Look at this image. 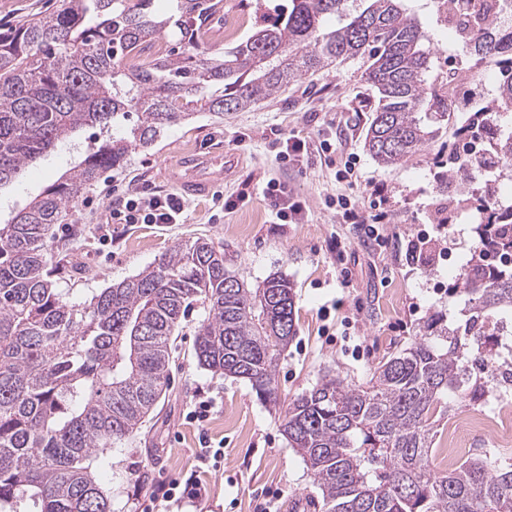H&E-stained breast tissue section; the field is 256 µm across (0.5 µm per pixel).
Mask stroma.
Listing matches in <instances>:
<instances>
[{
  "instance_id": "obj_1",
  "label": "stroma",
  "mask_w": 512,
  "mask_h": 512,
  "mask_svg": "<svg viewBox=\"0 0 512 512\" xmlns=\"http://www.w3.org/2000/svg\"><path fill=\"white\" fill-rule=\"evenodd\" d=\"M246 12L241 0H223L220 13L200 27L201 47L216 54L233 48L251 32ZM364 70L363 59L349 60L249 108L192 114L81 190L63 223L55 225L48 245L65 257L69 270L53 284L76 304L199 237L223 244L248 282L281 274L294 284L298 333L278 362L274 405L248 382L198 367L194 330L206 311L198 306L187 312L168 390L138 431L92 464L112 512H141L153 486L191 477L206 497L183 502L182 512H263L275 492L278 512H313L308 502L319 490L282 432L289 403L328 372L366 383L382 357L421 336L430 316L453 308L449 290L460 281L476 233L471 224L441 223L438 214L448 204L440 177L448 169L451 135L441 133L401 165H379L364 146L377 101ZM294 134L306 139L307 153L298 162L277 160V140ZM327 138L336 141L335 155L320 148ZM94 142L90 131L81 132L0 191V215L54 183ZM193 150L224 156L230 168L208 196L186 198L185 223H106L125 188L147 196L177 193L175 162ZM349 157L358 177L339 180L338 165ZM271 179L305 201L301 223H274L267 200L255 193L256 184ZM336 194L374 206L385 247L327 206V197ZM424 232L437 236L443 256L422 265L411 261L407 244ZM202 391L215 396L217 405L198 425L187 413ZM203 435L223 447L217 466L198 460Z\"/></svg>"
}]
</instances>
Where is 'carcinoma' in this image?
<instances>
[{"mask_svg": "<svg viewBox=\"0 0 512 512\" xmlns=\"http://www.w3.org/2000/svg\"><path fill=\"white\" fill-rule=\"evenodd\" d=\"M63 0L61 9L0 33V187L22 179L86 127L103 138L13 217L0 224V512H112L90 465L137 431L170 380L175 332L194 303L198 365L247 381L277 402L274 372L297 333L293 284L273 275L251 284L224 247L181 244L153 266L79 305L53 287L47 267L52 225L80 191L192 113L234 112L336 62L367 59L378 103L365 148L382 166L404 163L453 129L450 189L469 170V193L491 195L483 167L458 151L494 131L491 156L512 165V34L475 12L464 55L495 58V97L460 118L437 97V69L406 0H289L272 13L254 3L255 32L215 56L197 41V21L218 0ZM342 22L326 29V20ZM183 50L151 56L169 27ZM126 126L121 136L111 134ZM455 296L459 314L383 358L363 385L325 374L288 404L283 432L320 490L321 512H512V463L468 457L431 467L442 396L475 397L487 381L473 366L506 375L491 336L512 337V203L487 206Z\"/></svg>", "mask_w": 512, "mask_h": 512, "instance_id": "cac0c4a2", "label": "carcinoma"}]
</instances>
